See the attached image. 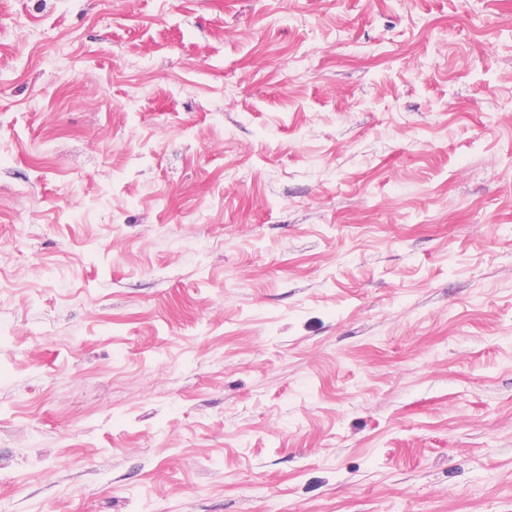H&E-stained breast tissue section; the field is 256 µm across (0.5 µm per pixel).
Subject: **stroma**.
Returning <instances> with one entry per match:
<instances>
[{"label": "stroma", "instance_id": "stroma-1", "mask_svg": "<svg viewBox=\"0 0 512 512\" xmlns=\"http://www.w3.org/2000/svg\"><path fill=\"white\" fill-rule=\"evenodd\" d=\"M0 512H512V0H0Z\"/></svg>", "mask_w": 512, "mask_h": 512}]
</instances>
